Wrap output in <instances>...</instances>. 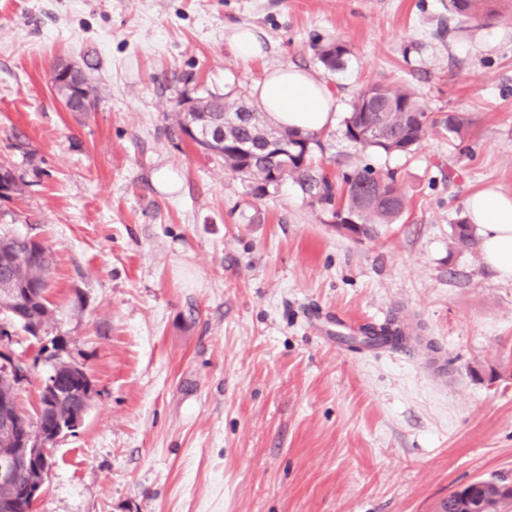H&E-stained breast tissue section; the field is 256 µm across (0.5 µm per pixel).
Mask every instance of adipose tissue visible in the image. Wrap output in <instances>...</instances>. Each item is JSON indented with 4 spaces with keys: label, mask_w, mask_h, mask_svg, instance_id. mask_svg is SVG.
I'll return each instance as SVG.
<instances>
[{
    "label": "adipose tissue",
    "mask_w": 512,
    "mask_h": 512,
    "mask_svg": "<svg viewBox=\"0 0 512 512\" xmlns=\"http://www.w3.org/2000/svg\"><path fill=\"white\" fill-rule=\"evenodd\" d=\"M254 91L260 109L275 126L318 132L335 121V95L308 70L288 67L267 71ZM466 210L479 234L484 262L499 278L512 281V196L489 186L469 196Z\"/></svg>",
    "instance_id": "obj_1"
}]
</instances>
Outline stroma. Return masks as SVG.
<instances>
[{
  "mask_svg": "<svg viewBox=\"0 0 512 512\" xmlns=\"http://www.w3.org/2000/svg\"><path fill=\"white\" fill-rule=\"evenodd\" d=\"M453 31L448 0H0V234L53 252L45 330L94 395L62 434L33 512H438L458 485L512 481V281L452 240L475 191L512 194V0ZM238 25L264 42L239 59ZM350 53L326 70L316 45ZM74 63L97 95L69 112ZM296 66L333 91L315 169L394 171L407 207L376 237L338 230L293 182L256 198L171 112L208 93L253 101ZM405 86L431 129L408 154L362 149L360 88ZM175 192L156 186L160 170ZM399 317L411 352L352 348L336 326ZM33 414L50 366L10 318Z\"/></svg>",
  "mask_w": 512,
  "mask_h": 512,
  "instance_id": "1",
  "label": "stroma"
}]
</instances>
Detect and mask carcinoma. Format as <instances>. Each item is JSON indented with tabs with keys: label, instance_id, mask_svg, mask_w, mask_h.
<instances>
[{
	"label": "carcinoma",
	"instance_id": "obj_1",
	"mask_svg": "<svg viewBox=\"0 0 512 512\" xmlns=\"http://www.w3.org/2000/svg\"><path fill=\"white\" fill-rule=\"evenodd\" d=\"M448 10L459 30L466 23L489 17L485 13L486 0H449ZM348 53L347 45L340 41L317 47L318 59L329 71L340 66ZM55 84L60 96L67 95L72 99L77 87L87 84V79L78 73L67 81L57 79ZM192 103L196 117L208 115L224 120V146L219 148L224 168L248 179L258 198L291 179L309 195L311 202L332 206L338 212L353 216L359 224L355 233L366 238L377 236L379 226L394 223L406 209V196L392 172L378 173L369 166H356L332 179L313 170L312 153L320 146L314 134L281 130L272 126L257 107L245 102H228L221 95L209 93L195 98ZM468 126L469 119L463 115L457 116L452 125L444 116L426 115L424 106L408 88L372 85L361 88L356 94L351 112L344 120V134L364 149L398 154L416 149L431 128L438 127L460 137ZM271 138L290 144L288 166L276 176L264 153ZM453 234L457 243L471 245L475 227L461 220ZM3 257L18 261L16 267L6 271L0 269V293L6 289L13 291L10 300L17 315L12 320L40 344L38 355L45 354L50 359L65 348L62 337L55 336L45 344L44 336L40 335L52 316L45 296L53 262L52 251L31 237L0 235V259ZM405 340L398 327L388 323L378 329H366L360 344L366 348L398 347ZM75 399L76 396L69 393L59 400L61 409L54 415L51 427L64 433L69 431V410ZM43 458L39 448L31 451L28 463L15 460L12 478L15 495L8 501L0 498V512H32L35 498L32 497L30 479L32 470L42 467ZM479 484L480 488L472 497L465 489L452 492L441 502L439 512H469L468 505L475 498L483 503L479 512H501L512 507V485L493 478L481 479Z\"/></svg>",
	"mask_w": 512,
	"mask_h": 512
}]
</instances>
